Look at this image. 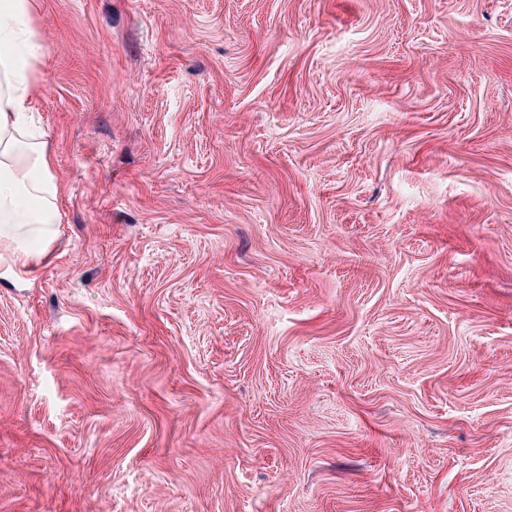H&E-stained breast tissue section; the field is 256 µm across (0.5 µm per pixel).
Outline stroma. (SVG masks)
Returning a JSON list of instances; mask_svg holds the SVG:
<instances>
[{
  "mask_svg": "<svg viewBox=\"0 0 512 512\" xmlns=\"http://www.w3.org/2000/svg\"><path fill=\"white\" fill-rule=\"evenodd\" d=\"M51 259L0 273V512H512V0H35Z\"/></svg>",
  "mask_w": 512,
  "mask_h": 512,
  "instance_id": "stroma-1",
  "label": "stroma"
}]
</instances>
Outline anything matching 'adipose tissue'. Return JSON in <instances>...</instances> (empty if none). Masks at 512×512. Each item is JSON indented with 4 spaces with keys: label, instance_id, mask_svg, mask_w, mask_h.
<instances>
[{
    "label": "adipose tissue",
    "instance_id": "1",
    "mask_svg": "<svg viewBox=\"0 0 512 512\" xmlns=\"http://www.w3.org/2000/svg\"><path fill=\"white\" fill-rule=\"evenodd\" d=\"M30 0H0V266L32 274L59 239L63 187L35 125L41 56Z\"/></svg>",
    "mask_w": 512,
    "mask_h": 512
}]
</instances>
